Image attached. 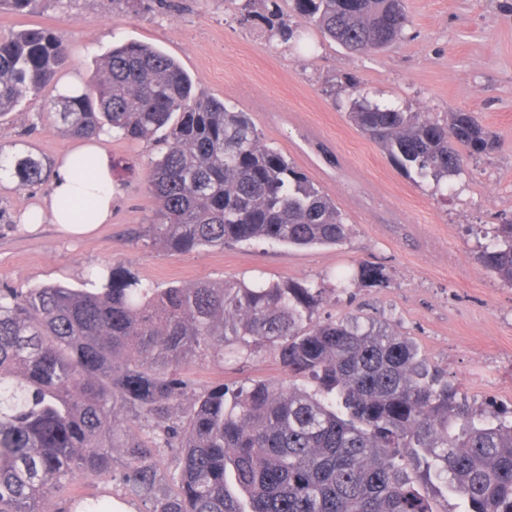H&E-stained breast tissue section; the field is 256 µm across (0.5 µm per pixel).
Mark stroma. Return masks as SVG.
I'll return each instance as SVG.
<instances>
[{
  "instance_id": "1",
  "label": "stroma",
  "mask_w": 512,
  "mask_h": 512,
  "mask_svg": "<svg viewBox=\"0 0 512 512\" xmlns=\"http://www.w3.org/2000/svg\"><path fill=\"white\" fill-rule=\"evenodd\" d=\"M403 38L356 53L325 37L292 0H39L32 13H0V35L35 26L72 48L68 75L92 80L112 46L137 40L174 57L200 92L249 113L263 142L276 147L341 208L352 233L332 247L306 249L254 241L171 253L145 235L156 202L147 185L157 148L117 135L101 147L112 164V220L72 236L23 216L49 186L21 188L0 174V289L48 282L88 285V274L120 268L159 287L221 279L320 282L313 317L360 313L410 337L476 404L512 412V287L479 262L480 226L512 220V0H406ZM285 23L301 41L271 36ZM370 100L443 123L473 112L497 145L466 156L447 193L409 178L349 120L353 90ZM42 99L0 117V149L48 163L73 144L40 118ZM385 279L358 278L361 265ZM354 280L344 291L334 274ZM193 388L261 379L287 385L272 351L229 365L196 362Z\"/></svg>"
}]
</instances>
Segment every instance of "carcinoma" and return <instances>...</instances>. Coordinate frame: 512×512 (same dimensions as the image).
Here are the masks:
<instances>
[{"label": "carcinoma", "mask_w": 512, "mask_h": 512, "mask_svg": "<svg viewBox=\"0 0 512 512\" xmlns=\"http://www.w3.org/2000/svg\"><path fill=\"white\" fill-rule=\"evenodd\" d=\"M37 0H0L23 14ZM324 36L356 52L397 42L404 0H294ZM69 59L53 33L0 36V116L49 95L41 116L72 137L112 130L162 142L148 176L157 203L147 237L170 252L268 240L336 246L350 229L333 201L245 112L196 91L163 51L112 48L98 78L57 92ZM350 121L407 175L444 188L463 151L495 142L473 113L441 124L361 94ZM21 186L52 166L8 158ZM92 224L95 198L69 207ZM483 266L512 287V221L493 228ZM92 290L0 289V512H433L416 488L446 479L465 512H512V420L471 404L414 341L359 316L313 320L319 285L289 281L156 288L101 272ZM268 348L308 391L261 380L190 391L186 366ZM150 424L144 437L130 424ZM104 479L108 491L79 493Z\"/></svg>", "instance_id": "carcinoma-1"}]
</instances>
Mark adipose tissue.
I'll return each mask as SVG.
<instances>
[{
	"label": "adipose tissue",
	"mask_w": 512,
	"mask_h": 512,
	"mask_svg": "<svg viewBox=\"0 0 512 512\" xmlns=\"http://www.w3.org/2000/svg\"><path fill=\"white\" fill-rule=\"evenodd\" d=\"M89 154L97 161V169L92 175L77 172L72 165L74 157ZM99 186L96 197L97 222L108 223L112 218V173L110 164L97 141L83 140L62 153L57 161L52 190L37 207L38 213L50 215L53 223L59 224L65 231L84 235L90 233L92 226L75 224L69 221L62 208L64 202L85 195L88 187Z\"/></svg>",
	"instance_id": "1"
}]
</instances>
